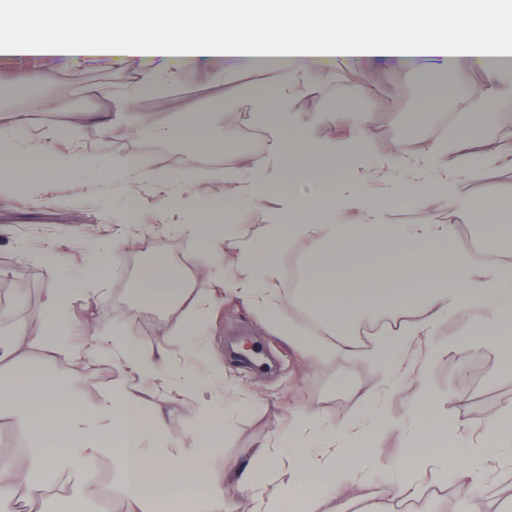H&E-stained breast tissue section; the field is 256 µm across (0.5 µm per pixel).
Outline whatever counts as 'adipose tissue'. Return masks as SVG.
<instances>
[{
  "mask_svg": "<svg viewBox=\"0 0 512 512\" xmlns=\"http://www.w3.org/2000/svg\"><path fill=\"white\" fill-rule=\"evenodd\" d=\"M51 12L62 15L64 37L35 38ZM270 24L276 36L263 41L261 53L291 55L295 64L283 69L274 90H250L254 123L274 135L266 150L240 156L232 178L198 191L184 187L177 176L156 174L132 155L102 157L73 145L74 127L88 121L106 137L148 135L181 143L189 161L201 150L232 141L220 112H184L158 125L140 112L138 100L188 68L232 77L252 57L251 35ZM157 26L164 41L144 49L138 35ZM0 47L70 59L105 54L140 76L114 110L76 113L71 125L47 135H26L22 111L1 125L0 205L11 203L17 185L54 184L78 171L97 170L121 190L118 226L124 238L138 239L143 229L142 191L158 197L164 223L194 206V218L179 224L178 232L216 259H229V267L208 275V288H188L172 277L167 257H155L149 278L127 290L131 311L176 306L182 314L166 335L195 336L212 304L236 299L262 312L310 361L363 355L383 375L381 388L365 396L373 408L367 424H342L329 436L320 413L301 408L282 433L286 447L273 455L257 449L253 464L214 472L204 459L221 452L226 419L210 398L213 378L173 372L165 353L137 345L130 322L110 333L92 324L75 330L68 298L98 306L97 285L115 256L89 245L87 261L74 275L65 274L61 256H53L45 264L49 286L40 308L19 330L50 362L0 366V418L12 420L27 439L22 456L0 454V512L35 506L66 476L81 481L84 499L117 498L121 512H230L228 489L251 495L254 512H314L322 498L333 512H348L358 489L382 466L378 439L391 425L382 401L408 379L416 396L412 419L401 431L411 451L390 472L368 512H392L400 490L417 492L450 478L466 497H480L494 474L512 469V401L492 420L499 433L492 451L480 438L468 437L466 422L449 414L445 398L424 376L425 368L461 350L507 349L505 335L512 332V249L487 253L456 247L455 225L437 219L434 205L453 195L460 216L493 227L512 220V201L494 198L478 210L454 194L442 142H432L418 159L404 156L395 144L380 149L370 134L373 114L362 104L336 115L349 136L318 143L308 139V123L293 108L297 75L310 65L333 71L349 57L361 58L363 68L374 73L424 58L422 73L433 87L447 75L479 71L484 82L464 91L473 104L468 138L476 148L463 153L457 174L512 163V146L493 134L500 110L512 104V68L495 63L512 50V19L501 8L491 0H35L24 8L7 0L0 4ZM380 154L385 164L375 178L396 176L400 194L425 212L421 223H392L385 201L360 190L366 162ZM328 170L341 172V179L323 180ZM271 194L281 196L282 209L263 223L246 221L244 211ZM229 198L241 211L225 210ZM301 242L306 250L300 278L283 309L280 260ZM387 306L408 314L392 336L361 350L352 327ZM293 310L306 314L330 344L312 343L293 328L288 318ZM453 316L471 326L472 335L422 349L421 341ZM86 362L117 363L120 376L109 389L86 397L66 377ZM185 406L194 409L196 419L187 438L175 445L165 434L166 422ZM450 435L469 442L461 449L422 451V444ZM105 458L117 464V481L110 485L94 477ZM269 476L278 484L270 493L264 489Z\"/></svg>",
  "mask_w": 512,
  "mask_h": 512,
  "instance_id": "1",
  "label": "adipose tissue"
}]
</instances>
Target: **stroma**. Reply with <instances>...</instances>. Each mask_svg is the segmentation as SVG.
<instances>
[{
	"label": "stroma",
	"mask_w": 512,
	"mask_h": 512,
	"mask_svg": "<svg viewBox=\"0 0 512 512\" xmlns=\"http://www.w3.org/2000/svg\"><path fill=\"white\" fill-rule=\"evenodd\" d=\"M15 74L56 76L58 82L72 84L76 100L70 105L52 104L51 108L30 113L27 131L38 136L51 128L66 125L76 112L107 111L110 98L123 95L134 75L120 62L109 57L70 61L61 57L31 56L0 51V123L9 122L12 113L24 110L31 99L51 101L54 85L11 83ZM481 73L470 72L445 80L441 95H431L421 73L404 67L379 74L364 73L360 65L344 63L334 74L313 69L303 78V91L293 102L296 112L310 120L309 133L318 141L339 138L335 113L326 111L328 98H340L343 104L363 101L373 106L375 122L372 137L381 145L399 144L403 154L416 157L432 141L454 148L461 126L469 116V104L462 87L477 83ZM278 72L271 69H243L227 81L213 78L202 70H189L167 85L144 92L141 111L150 113L159 123H167L181 112H205L213 104L225 103L224 116L232 126L233 142L213 150L201 151L192 165H185L183 149L176 144L157 143L148 138L116 142L102 136L91 124L79 126L76 140L101 156L118 153L135 155L142 164L160 175H178L187 186L204 185L211 177L229 178L236 171V155L248 150L252 135L269 140L260 132L246 108V95L254 86L275 87ZM472 205H480L492 194H512V164H496L469 176L459 184ZM77 195L84 204L75 209L64 204V197ZM118 208L108 179L96 176L68 179L37 196L17 195L7 207H0V333L21 328L38 311L48 286L44 266L39 262L46 249L64 255L71 268L84 265L86 241H111L115 226L110 215ZM436 213L441 221L455 225V243L462 248L500 242L501 230L481 227L459 220L451 200H440ZM169 255L174 275L192 268L195 282H202L213 258L204 248L169 229L145 232L140 242L122 247L118 260L104 282L103 296L93 312H85L79 300L70 305L77 320L90 321L103 330H111L123 319L133 318L136 339L148 351L167 352L176 363H184L189 345L181 336H165L162 326L176 322L174 307L149 308L130 315L124 290L134 280L150 276L156 255ZM249 330L261 338L265 351L277 363L266 373L242 367L228 355L225 346L239 330ZM194 343L219 363L224 371L223 389L217 404L230 411L224 433L223 450L207 460L217 472L249 463L254 449L274 448L278 435L294 411L301 406L317 405L328 426L366 419L370 408L362 396L378 389L382 376L366 359L346 361L340 358L311 364L296 348L264 324L260 314L235 300L217 304L202 323ZM426 376L434 389L448 400V411L464 419L471 429L482 433L487 444H494L486 426L500 404L512 398V369L497 352L485 349L479 357L462 351L428 367ZM413 383H405L400 392L385 402L397 429L380 441L383 461L400 466L404 449L400 424L410 417L409 398ZM418 512H512V473L489 482L484 497L462 506L459 489L447 480L425 487L414 494ZM45 512H116L108 501L85 502L76 482L53 488L44 504Z\"/></svg>",
	"instance_id": "1"
}]
</instances>
